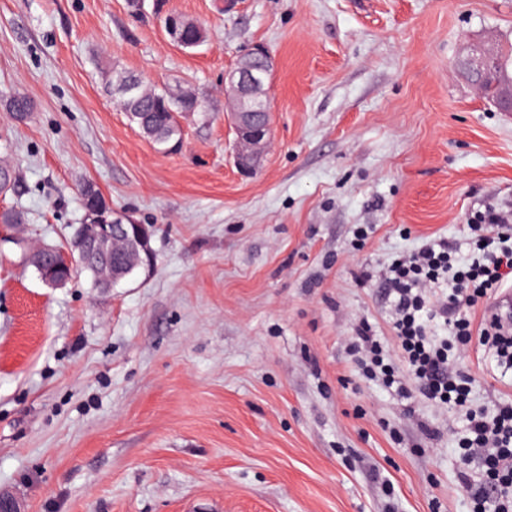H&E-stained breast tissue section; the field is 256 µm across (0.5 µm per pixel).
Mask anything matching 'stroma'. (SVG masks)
I'll list each match as a JSON object with an SVG mask.
<instances>
[{
	"label": "stroma",
	"mask_w": 512,
	"mask_h": 512,
	"mask_svg": "<svg viewBox=\"0 0 512 512\" xmlns=\"http://www.w3.org/2000/svg\"><path fill=\"white\" fill-rule=\"evenodd\" d=\"M176 12L207 32L182 50ZM512 43V0H0V493L17 512H471L453 405L362 376L379 288L436 239L473 251L472 211L512 210V118L459 76L463 45ZM269 51L272 146L234 162L224 73ZM193 91L178 149L128 122L113 68ZM26 96L24 119L6 101ZM95 184L150 225L152 265L45 285ZM453 355L470 406L512 400L478 342Z\"/></svg>",
	"instance_id": "1"
}]
</instances>
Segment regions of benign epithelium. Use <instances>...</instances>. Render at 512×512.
<instances>
[{
    "label": "benign epithelium",
    "instance_id": "benign-epithelium-1",
    "mask_svg": "<svg viewBox=\"0 0 512 512\" xmlns=\"http://www.w3.org/2000/svg\"><path fill=\"white\" fill-rule=\"evenodd\" d=\"M180 16H166L165 30L172 43L183 48L179 36ZM501 43L483 41L468 44L462 48L460 61L469 73L475 77L473 87L480 90L483 74L497 62ZM273 68L268 51L255 46L244 53L236 65L224 74V99L236 133L235 162L238 168L248 173L260 163L271 142L270 112L267 109L266 83ZM142 87L136 79H123L112 88V94L118 99L136 95ZM496 104L506 112H512V73L501 71L496 81ZM123 224V217L117 215L113 220H104L91 224L89 236L101 245L113 239L117 226Z\"/></svg>",
    "mask_w": 512,
    "mask_h": 512
}]
</instances>
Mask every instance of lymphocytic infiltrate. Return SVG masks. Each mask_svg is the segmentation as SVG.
Returning <instances> with one entry per match:
<instances>
[{"label": "lymphocytic infiltrate", "instance_id": "f902f5d3", "mask_svg": "<svg viewBox=\"0 0 512 512\" xmlns=\"http://www.w3.org/2000/svg\"><path fill=\"white\" fill-rule=\"evenodd\" d=\"M476 246L480 252L471 263H459L452 246L441 239L417 252L399 258L384 279V289L394 302L393 329L416 388L426 399L442 404H466L468 378L450 359L448 341L430 336L424 315L433 311L453 316L455 336L460 344L479 338L512 366V336L487 321L473 323L468 315L479 301L495 297L512 286V213L488 210L477 216ZM454 281L448 299L429 303L424 290L445 278ZM351 349L366 378L382 377L394 384L395 377L379 342L368 326H360ZM468 434L460 441L463 461L480 459L484 480L470 490L472 512H485L487 499H494L495 512H512V404L494 415L468 410Z\"/></svg>", "mask_w": 512, "mask_h": 512}]
</instances>
